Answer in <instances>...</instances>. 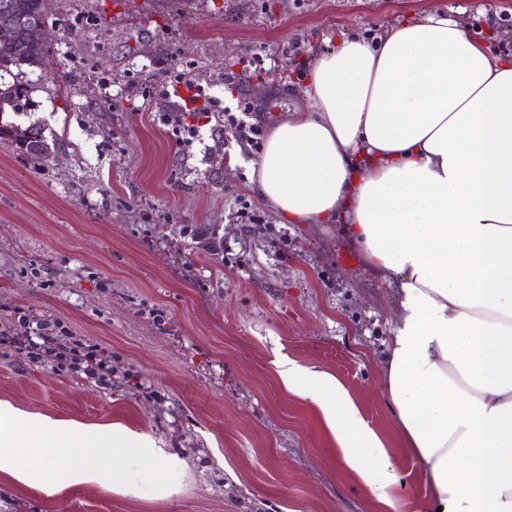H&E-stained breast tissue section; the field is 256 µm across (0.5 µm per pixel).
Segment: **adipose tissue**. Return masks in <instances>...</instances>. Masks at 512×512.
<instances>
[{"mask_svg": "<svg viewBox=\"0 0 512 512\" xmlns=\"http://www.w3.org/2000/svg\"><path fill=\"white\" fill-rule=\"evenodd\" d=\"M305 94L250 180L288 223L341 222L396 284L384 392L428 512H512V60L431 12L375 43L342 35ZM278 373L397 512L385 445L347 391L289 360Z\"/></svg>", "mask_w": 512, "mask_h": 512, "instance_id": "adipose-tissue-1", "label": "adipose tissue"}]
</instances>
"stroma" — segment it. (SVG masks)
<instances>
[{
	"label": "stroma",
	"instance_id": "obj_1",
	"mask_svg": "<svg viewBox=\"0 0 512 512\" xmlns=\"http://www.w3.org/2000/svg\"><path fill=\"white\" fill-rule=\"evenodd\" d=\"M437 10L512 56V0H48L47 67L4 119L40 124L52 153L0 140V323L60 320L114 376L0 346V400L121 424L184 465L133 495L49 498L0 474V512H375L321 415L283 386L284 358L342 384L385 443L402 512H421L427 478L380 390L395 284L339 224L283 223L249 177L259 150L222 115L182 153L173 126L189 115L158 90L187 73L220 106L250 102L267 132L306 107L307 73L341 33L374 41Z\"/></svg>",
	"mask_w": 512,
	"mask_h": 512
}]
</instances>
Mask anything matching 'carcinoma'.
<instances>
[{
  "mask_svg": "<svg viewBox=\"0 0 512 512\" xmlns=\"http://www.w3.org/2000/svg\"><path fill=\"white\" fill-rule=\"evenodd\" d=\"M25 18L29 26L19 30L17 43L10 48H0V116L24 111L34 85L20 79L24 68L43 69L46 66V51L31 56L24 51L26 44L38 28L46 24L41 13V0H0V20ZM0 139L7 140L28 154L48 157L50 144L40 128H23L17 124H0Z\"/></svg>",
  "mask_w": 512,
  "mask_h": 512,
  "instance_id": "1",
  "label": "carcinoma"
}]
</instances>
